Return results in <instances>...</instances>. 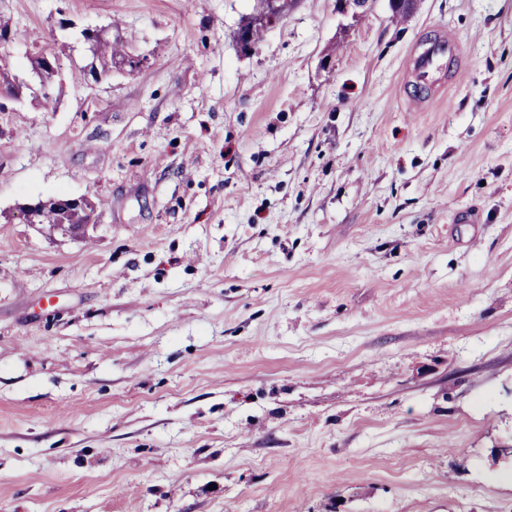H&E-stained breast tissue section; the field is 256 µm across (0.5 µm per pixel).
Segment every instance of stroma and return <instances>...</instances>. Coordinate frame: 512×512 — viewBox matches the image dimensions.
<instances>
[{
	"label": "stroma",
	"mask_w": 512,
	"mask_h": 512,
	"mask_svg": "<svg viewBox=\"0 0 512 512\" xmlns=\"http://www.w3.org/2000/svg\"><path fill=\"white\" fill-rule=\"evenodd\" d=\"M258 9L0 0V512H512V0ZM104 30L94 32L97 39L93 38L91 30L83 31V38L89 44V51L92 53L93 58L98 62L99 67L91 66L90 72L94 76L107 77L112 69V64L116 60L123 61L127 58V54L119 49L118 45L105 40ZM99 39V40H98ZM459 56V43L456 37L441 31L428 39L420 50L409 57V97L415 106H433L440 89L439 78L448 69V64ZM58 204L71 212L74 209H86L90 205V200L86 196H62L58 198ZM37 224H57L55 225L60 230L64 231V234L69 235H78L83 232L86 224L90 218V212L92 211V206L88 207L89 212L79 211L77 213H73L70 216L63 215L57 206V200H51L47 203H37ZM63 221L66 224H61ZM85 222L81 224L80 222ZM69 222H74L75 224H69Z\"/></svg>",
	"instance_id": "obj_1"
}]
</instances>
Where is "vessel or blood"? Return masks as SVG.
Masks as SVG:
<instances>
[{
  "label": "vessel or blood",
  "instance_id": "vessel-or-blood-1",
  "mask_svg": "<svg viewBox=\"0 0 512 512\" xmlns=\"http://www.w3.org/2000/svg\"><path fill=\"white\" fill-rule=\"evenodd\" d=\"M459 56L456 37L446 31L428 39L409 57V97L415 106L428 108L435 104L440 89L439 78L450 62Z\"/></svg>",
  "mask_w": 512,
  "mask_h": 512
}]
</instances>
